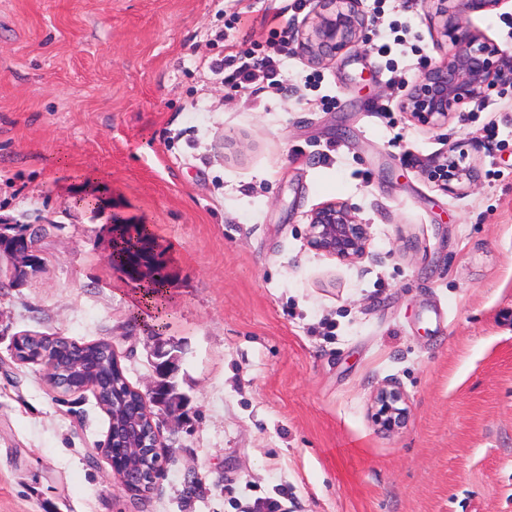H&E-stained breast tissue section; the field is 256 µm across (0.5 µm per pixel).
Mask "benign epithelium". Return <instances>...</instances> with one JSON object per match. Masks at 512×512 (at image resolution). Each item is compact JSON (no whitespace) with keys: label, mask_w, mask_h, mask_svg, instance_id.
<instances>
[{"label":"benign epithelium","mask_w":512,"mask_h":512,"mask_svg":"<svg viewBox=\"0 0 512 512\" xmlns=\"http://www.w3.org/2000/svg\"><path fill=\"white\" fill-rule=\"evenodd\" d=\"M320 11L311 30L298 41L299 51L310 60L322 62L334 59L343 50L367 41V17L358 9V0H318ZM440 33L455 46L447 59L426 68L411 88L398 101V110L417 123L438 127L448 122V116L464 103L476 102L485 97L490 88L512 82V70L496 59L495 49L480 41L464 28L448 11L439 7ZM427 178L446 192L454 193L478 180L476 167L466 162V156L454 151L435 158L424 170ZM40 234L35 224H15L11 228L0 225V258L8 257L6 267L0 265V288L18 284L27 274V268L36 262V242ZM369 233L352 210L343 204L328 203L313 211L309 218L308 246L342 262H356L367 252ZM112 260L129 279L155 290L162 284L160 278L162 258L151 234L141 235L128 229L126 224L113 226ZM39 364L46 370L48 380L60 386L57 360L47 354L25 359ZM145 408L149 426L112 425L103 450L108 458L112 477L133 496L150 492L158 474L174 458L161 443L158 427L150 406L169 411L179 410V400L174 391L159 394V384L150 392L136 391ZM373 403L376 408L375 423L383 431H393L402 426L407 408L406 398L395 385L379 388Z\"/></svg>","instance_id":"obj_1"}]
</instances>
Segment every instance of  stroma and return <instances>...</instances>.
<instances>
[{
  "label": "stroma",
  "instance_id": "35a3bbf8",
  "mask_svg": "<svg viewBox=\"0 0 512 512\" xmlns=\"http://www.w3.org/2000/svg\"><path fill=\"white\" fill-rule=\"evenodd\" d=\"M358 7L367 43L313 64L317 0H0V224L46 229L0 288V512H512V84L418 125L396 104L453 51L434 0ZM448 8L512 66V0ZM275 29L281 86L210 68ZM455 146L480 176L448 193L421 167ZM327 203L368 225L363 259L309 248ZM116 224L169 259L152 300ZM26 333L110 341L140 390L180 347L148 494L111 479L92 392L13 360ZM373 403L376 408L375 423L381 430L393 431L402 426L407 408L405 395L399 387L386 385L379 388Z\"/></svg>",
  "mask_w": 512,
  "mask_h": 512
}]
</instances>
